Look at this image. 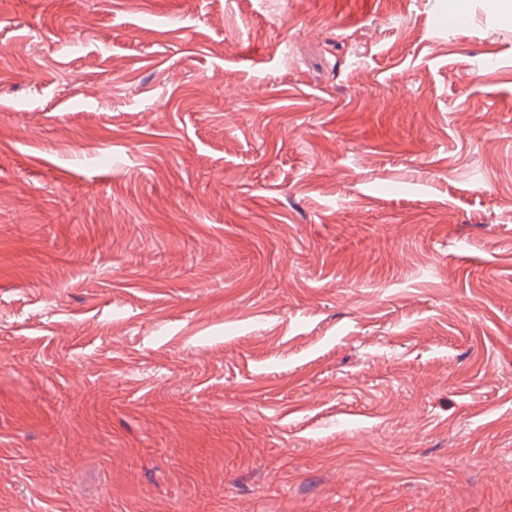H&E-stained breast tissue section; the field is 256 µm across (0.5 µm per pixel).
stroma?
I'll return each mask as SVG.
<instances>
[{"label":"stroma","instance_id":"obj_1","mask_svg":"<svg viewBox=\"0 0 512 512\" xmlns=\"http://www.w3.org/2000/svg\"><path fill=\"white\" fill-rule=\"evenodd\" d=\"M0 512H512V17L0 0Z\"/></svg>","mask_w":512,"mask_h":512}]
</instances>
